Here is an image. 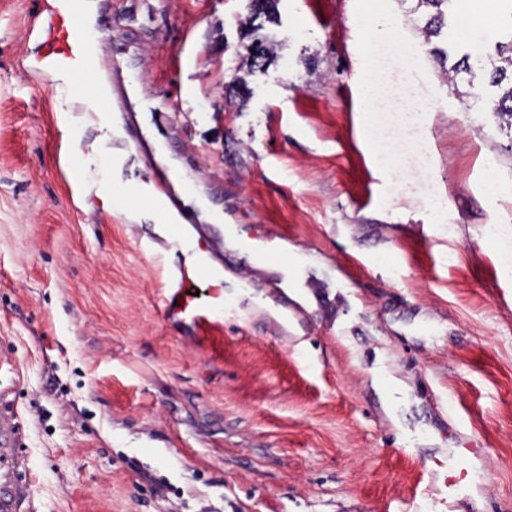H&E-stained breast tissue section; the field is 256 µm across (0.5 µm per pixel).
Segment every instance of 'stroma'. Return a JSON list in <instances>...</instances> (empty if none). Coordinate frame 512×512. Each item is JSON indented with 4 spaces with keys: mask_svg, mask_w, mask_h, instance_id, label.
I'll use <instances>...</instances> for the list:
<instances>
[{
    "mask_svg": "<svg viewBox=\"0 0 512 512\" xmlns=\"http://www.w3.org/2000/svg\"><path fill=\"white\" fill-rule=\"evenodd\" d=\"M47 0H0V407L30 477L21 512H512V128L466 80L442 82L415 30L414 77L434 102L422 129L445 221L397 118L363 113L372 0H279L263 32L278 61L226 108L249 0H94V79L123 138L98 155L87 196L137 135L232 233L220 328L192 338L165 317L142 246L156 214L127 197L72 205L64 146L99 124L30 68ZM501 40L506 0H456ZM386 151V172L373 155ZM284 248L293 263L259 261ZM247 277L252 287L236 283ZM448 448H468L447 487Z\"/></svg>",
    "mask_w": 512,
    "mask_h": 512,
    "instance_id": "stroma-1",
    "label": "stroma"
}]
</instances>
